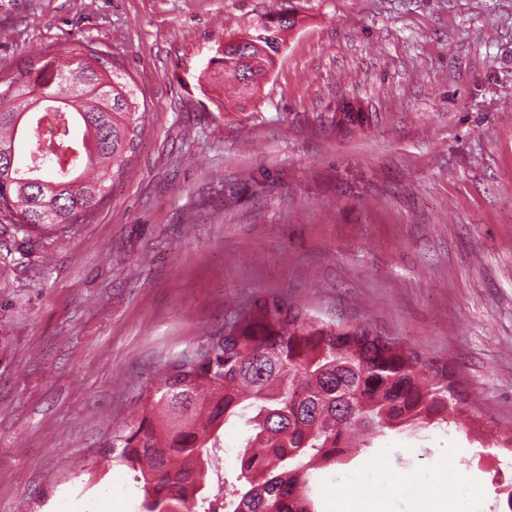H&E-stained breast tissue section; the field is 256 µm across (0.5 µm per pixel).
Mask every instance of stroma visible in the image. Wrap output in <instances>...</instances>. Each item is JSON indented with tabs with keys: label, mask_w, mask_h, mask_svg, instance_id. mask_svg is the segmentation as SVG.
<instances>
[{
	"label": "stroma",
	"mask_w": 512,
	"mask_h": 512,
	"mask_svg": "<svg viewBox=\"0 0 512 512\" xmlns=\"http://www.w3.org/2000/svg\"><path fill=\"white\" fill-rule=\"evenodd\" d=\"M292 5L246 110L203 72ZM84 45L144 129L100 206L20 255L0 214V512H126L112 463L160 369L273 298L446 362L456 432L391 434L343 470H436L489 499L512 460V0H0V79Z\"/></svg>",
	"instance_id": "35a3bbf8"
}]
</instances>
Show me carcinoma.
I'll list each match as a JSON object with an SVG mask.
<instances>
[{
  "label": "carcinoma",
  "instance_id": "1",
  "mask_svg": "<svg viewBox=\"0 0 512 512\" xmlns=\"http://www.w3.org/2000/svg\"><path fill=\"white\" fill-rule=\"evenodd\" d=\"M282 11L246 35L269 50L291 25ZM253 71L232 50L210 59L242 93H257L276 65ZM28 68L0 90V211L31 232L62 233L93 213L105 183L122 172L141 136L134 87L90 47ZM48 96L31 94L30 76ZM40 200L23 193L32 174ZM465 399L448 364L362 326L314 322L303 308L274 300L242 310L208 337L197 356L170 363L141 407L140 419L112 433V463L136 472L142 512H206L214 449L240 420L249 426L238 468L224 476L232 512H317L315 472L343 462L349 448H371L390 432L413 434L456 424Z\"/></svg>",
  "mask_w": 512,
  "mask_h": 512
}]
</instances>
